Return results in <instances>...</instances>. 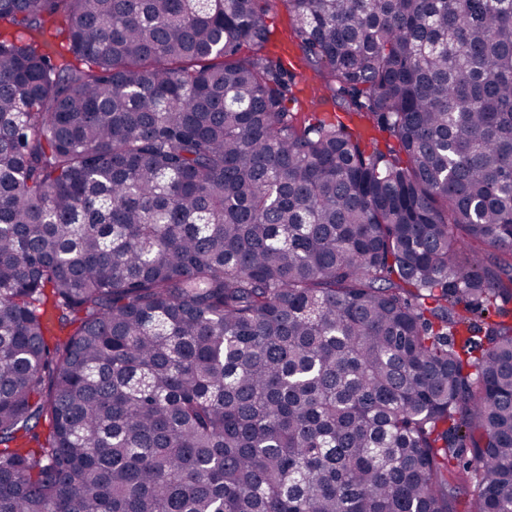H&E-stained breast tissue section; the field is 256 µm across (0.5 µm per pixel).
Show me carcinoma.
Wrapping results in <instances>:
<instances>
[{
	"label": "carcinoma",
	"mask_w": 512,
	"mask_h": 512,
	"mask_svg": "<svg viewBox=\"0 0 512 512\" xmlns=\"http://www.w3.org/2000/svg\"><path fill=\"white\" fill-rule=\"evenodd\" d=\"M281 2L396 144L259 0H0L90 63L0 33V512H512V0ZM265 6V19L271 33L270 42L264 53L276 57L280 56L288 61L289 56L301 58L303 51L296 39L291 37L288 17L285 9L278 0L261 2ZM314 66L308 63H303L298 69H294V92L300 99L299 112H315V117L325 120L327 123H336L338 120L344 124L349 125L353 129L362 131V136L365 142H370L372 138L376 137L383 144L384 140L394 143V138L390 137L388 133H380L372 128L370 122L364 117L356 115H348L338 108L331 100H319L315 98V103H311L314 97V89L318 87L315 81L307 79L308 75L314 74Z\"/></svg>",
	"instance_id": "cac0c4a2"
}]
</instances>
